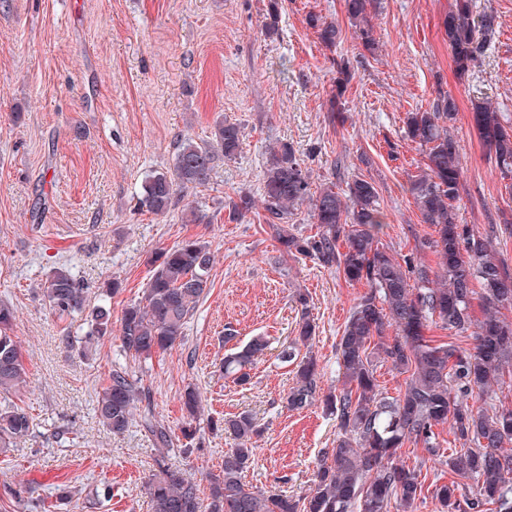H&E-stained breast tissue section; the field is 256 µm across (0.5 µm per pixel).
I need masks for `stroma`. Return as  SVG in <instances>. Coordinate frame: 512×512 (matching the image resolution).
Wrapping results in <instances>:
<instances>
[{
	"instance_id": "stroma-1",
	"label": "stroma",
	"mask_w": 512,
	"mask_h": 512,
	"mask_svg": "<svg viewBox=\"0 0 512 512\" xmlns=\"http://www.w3.org/2000/svg\"><path fill=\"white\" fill-rule=\"evenodd\" d=\"M274 0H0V300L17 311L13 334L27 369L16 401L32 418L31 436L0 455V512H22L11 490L27 489L53 502L59 489L73 497L59 512H152L145 485L159 464L198 483L219 473L233 444L222 420L251 414L260 430L247 485L262 491L308 495L317 465L336 445V420L321 405L288 410L291 364L280 352L294 338L306 295L316 323L312 348L322 391L340 388L336 342L363 284H350L313 261L286 256L254 210L228 216L237 192L260 196L272 146L287 143L310 174L312 190L346 176L375 183L387 215L381 242L396 259L422 258L423 224L407 190L423 158L404 133L407 113L429 109L440 96L459 106L453 133L464 165L458 220L476 231L495 229L497 251L512 272V181L488 163L472 126V101H492L512 117V0L493 5L500 28L481 67L458 77L444 35L448 0H382L373 16L377 48L359 54L342 0H275V33L264 24ZM335 20L336 48L322 45L310 16ZM349 60L344 92L347 120L327 119L337 65ZM243 128L236 159L218 162L208 186L187 194L210 216L183 219L182 209L155 215L139 204L150 174L174 163L178 141L209 139L216 122ZM195 236L213 256L210 288L172 350L131 366L150 391L151 413L173 439L162 450L139 424L115 434L94 412L112 369L125 364L119 339L69 350L64 334L84 336V316L58 317L42 300L52 268L63 266L97 302L103 284L118 280L108 298L112 323L139 302L150 262L163 248ZM240 342L263 337L268 346L249 384L226 378L224 330ZM198 390L204 411L194 451L184 455L180 395ZM448 432L437 456L423 459L407 447L400 459L421 464L427 484L447 483ZM112 498L85 506L96 485Z\"/></svg>"
}]
</instances>
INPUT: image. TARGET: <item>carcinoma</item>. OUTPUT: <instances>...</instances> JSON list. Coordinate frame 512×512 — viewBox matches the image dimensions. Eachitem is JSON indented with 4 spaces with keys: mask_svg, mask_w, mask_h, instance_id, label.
<instances>
[{
    "mask_svg": "<svg viewBox=\"0 0 512 512\" xmlns=\"http://www.w3.org/2000/svg\"><path fill=\"white\" fill-rule=\"evenodd\" d=\"M355 40L375 50L372 14L381 0H342ZM497 11L475 10L473 0H448L444 33L459 77L479 67L498 33ZM318 40L333 47L342 39L334 20L313 18ZM336 94L329 99L328 121H345L344 87L351 78L350 62L341 61ZM472 122L490 162L502 178L512 179V119L487 101L471 108ZM458 105L445 96L432 109L410 112L405 136L423 154V164L409 176L412 195L423 223L435 236L421 242L437 258L436 266L407 259L398 261L380 242L386 215L374 184L355 176L338 191L332 184L314 196L308 171L294 149L282 143L271 151L263 174L260 199L241 193L230 200L229 216L243 217L257 207L266 212L276 240L286 254H299L343 276L349 284L363 282L368 290L354 304L336 342V364L342 387L322 402L336 418V447L325 451L315 488L304 500L272 491H255L243 481L256 449L258 429L253 417L242 413L224 420V431L235 446L224 452V465L209 476L208 503L197 481L163 463L151 474L147 487L153 512H412L422 495V468L399 462L407 445L437 455L438 429L450 426L456 447L448 454V470L471 481L465 494L453 481L435 487V498L447 512H512V408L489 403L474 407L469 400L492 397L495 388L512 378V274L498 257L495 237L458 223V202L464 166L460 146L452 134ZM239 124L219 121L203 143L185 140L178 146L170 171H156L143 185L141 206L159 215L185 199L191 189L210 184L220 160L235 158L242 147ZM311 201L316 231L303 236L288 229V216ZM211 252L194 237L162 250L154 260L144 298L125 308L119 340L133 360L147 361L183 340L194 309L209 288ZM482 303L481 318L472 314L474 300ZM42 300L60 316L88 312L91 329L85 340L112 337L110 311L90 306L86 292L66 268L47 276ZM301 305L295 345L282 358L295 363V385L286 396L290 410L317 401V363L313 356L297 358L296 344L310 343L316 325L307 299ZM16 309L0 302V454L12 451L31 435L28 412L11 401L26 382V367L13 336ZM450 333L453 340L435 343L426 335L430 326ZM471 340L473 346L462 343ZM267 342L256 337L224 356V375L238 384L250 381V370ZM404 376L397 395L383 391L375 360ZM146 398L128 370H112L109 384L96 400L102 426L124 433L134 420L137 404ZM185 411L182 434L194 439L201 410L200 393L193 386L182 395ZM140 426L158 447L173 444L170 431L152 416Z\"/></svg>",
    "mask_w": 512,
    "mask_h": 512,
    "instance_id": "carcinoma-1",
    "label": "carcinoma"
}]
</instances>
